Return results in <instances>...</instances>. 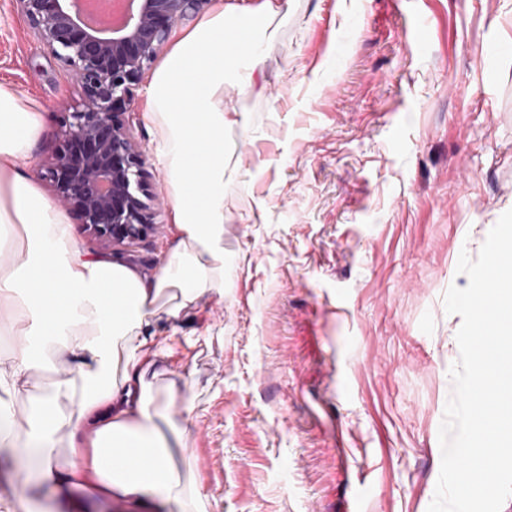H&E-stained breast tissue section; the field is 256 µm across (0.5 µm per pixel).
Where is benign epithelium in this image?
<instances>
[{
	"instance_id": "benign-epithelium-1",
	"label": "benign epithelium",
	"mask_w": 512,
	"mask_h": 512,
	"mask_svg": "<svg viewBox=\"0 0 512 512\" xmlns=\"http://www.w3.org/2000/svg\"><path fill=\"white\" fill-rule=\"evenodd\" d=\"M208 4L137 0L126 27L104 34L78 0H8L40 52L60 61L81 92L40 175L53 184V204L78 211L84 232L107 246L132 247L162 232V201L148 193L146 160L125 114L133 112L136 89L172 27L196 19Z\"/></svg>"
}]
</instances>
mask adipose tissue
Here are the masks:
<instances>
[{
  "label": "adipose tissue",
  "instance_id": "obj_1",
  "mask_svg": "<svg viewBox=\"0 0 512 512\" xmlns=\"http://www.w3.org/2000/svg\"><path fill=\"white\" fill-rule=\"evenodd\" d=\"M278 15L270 0H228L175 44L147 87L143 118L156 132L175 233L150 278L85 255L64 213L20 166L42 115L0 85V335L16 340L0 351V434L15 426L16 378L34 370L38 348L55 349L69 373L54 395H35L28 445L16 449L15 461L24 470L36 453L33 482L60 498L82 490L145 508L179 492L152 381L187 311L224 291V187L242 174L224 138L239 124L224 90L254 88ZM75 391L69 414L58 398ZM62 429L70 448L63 465L53 455Z\"/></svg>",
  "mask_w": 512,
  "mask_h": 512
}]
</instances>
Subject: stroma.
<instances>
[{"label": "stroma", "instance_id": "stroma-1", "mask_svg": "<svg viewBox=\"0 0 512 512\" xmlns=\"http://www.w3.org/2000/svg\"><path fill=\"white\" fill-rule=\"evenodd\" d=\"M256 96L228 88L241 124L224 188L223 295L190 310L162 365L182 396L158 395L172 452L210 512H427L441 465L439 427L452 392L466 287L477 256L512 209V0H288ZM0 84L44 116L24 168L54 151L79 98L40 54L23 18L0 14ZM136 91L133 133L150 191L166 176ZM119 251L68 221L90 253L150 275L173 243ZM0 446V502L17 491L41 512H111L25 485Z\"/></svg>", "mask_w": 512, "mask_h": 512}]
</instances>
